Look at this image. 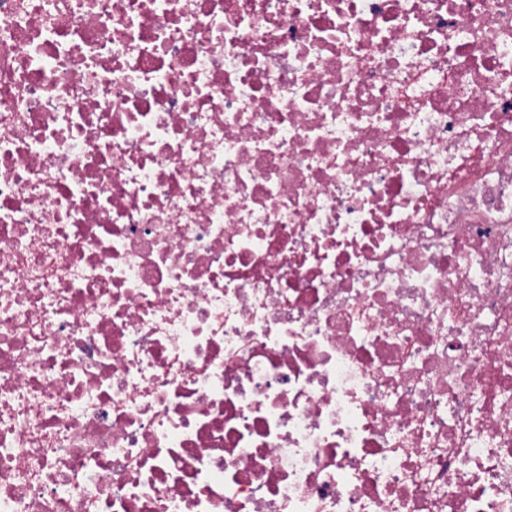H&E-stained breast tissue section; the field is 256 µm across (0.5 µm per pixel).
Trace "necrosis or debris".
<instances>
[{
  "mask_svg": "<svg viewBox=\"0 0 512 512\" xmlns=\"http://www.w3.org/2000/svg\"><path fill=\"white\" fill-rule=\"evenodd\" d=\"M0 512H512V0H0Z\"/></svg>",
  "mask_w": 512,
  "mask_h": 512,
  "instance_id": "obj_1",
  "label": "necrosis or debris"
}]
</instances>
